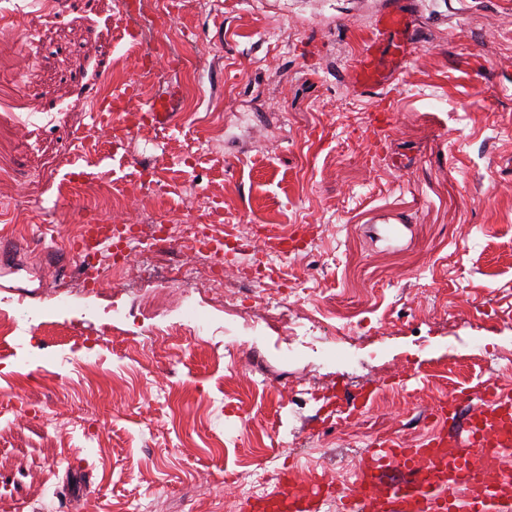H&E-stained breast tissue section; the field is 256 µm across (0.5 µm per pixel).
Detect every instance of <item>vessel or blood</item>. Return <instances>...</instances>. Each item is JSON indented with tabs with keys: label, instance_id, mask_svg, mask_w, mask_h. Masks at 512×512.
Masks as SVG:
<instances>
[{
	"label": "vessel or blood",
	"instance_id": "vessel-or-blood-1",
	"mask_svg": "<svg viewBox=\"0 0 512 512\" xmlns=\"http://www.w3.org/2000/svg\"><path fill=\"white\" fill-rule=\"evenodd\" d=\"M406 28L402 13L381 15L363 51L352 62L349 80L367 89L383 84L388 73L398 71L412 46L401 41ZM140 100L129 84L115 86L104 111ZM142 112L158 124L173 123L175 98L141 100ZM130 225L117 224L89 235L64 253L68 265L76 267L85 280L95 278L86 264V253L111 250L113 243L132 239ZM374 385L366 384L354 393H342L349 412L362 414L373 397ZM438 429L422 441L408 443L384 438L361 453L353 486L326 484L325 474L312 472L310 487H294L291 471L281 472L274 488L246 501L247 512H512V471L504 472L499 483L485 482L480 459L486 453L512 454V389L497 381L484 382L479 390L461 389L441 397L433 406Z\"/></svg>",
	"mask_w": 512,
	"mask_h": 512
}]
</instances>
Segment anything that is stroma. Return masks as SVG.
Listing matches in <instances>:
<instances>
[{"mask_svg":"<svg viewBox=\"0 0 512 512\" xmlns=\"http://www.w3.org/2000/svg\"><path fill=\"white\" fill-rule=\"evenodd\" d=\"M148 11L117 27L115 0H53L27 50L2 31L0 0V234L22 228L0 256V315L18 338L0 347V391L50 405L64 425L0 413V512H43L50 493L67 512H242L225 481L258 478L272 490L292 460L336 475L379 437L429 431L424 411L450 389L512 381V0H146ZM401 7L416 50L385 88L384 104L357 92L348 69L375 19ZM285 40H267L270 28ZM193 39L195 85L159 70L149 98L178 93L171 129L116 151L93 133L92 109L114 84L115 59L156 38ZM249 115L239 137L214 133ZM197 141L194 168L180 156ZM163 157L160 176L191 183L178 197L145 196L125 214L180 217L201 194L223 202L224 230L240 225L318 227L317 251L281 264L274 281L304 277L301 310L331 301L369 305L368 342L332 356L300 348L284 355L286 332L263 321L231 325L203 289L189 300L211 324L171 360L173 338L150 356L138 347L176 315L163 289L141 279L99 293L62 296L74 279L58 268L63 238L86 213L112 221L111 204L56 187L73 167L136 192L138 167ZM427 270L424 295L414 269ZM243 343L231 369L224 339ZM504 360H479L480 349ZM417 378L381 389L353 424L320 426L318 403L298 387L355 390L393 372ZM93 412L102 438L84 430Z\"/></svg>","mask_w":512,"mask_h":512,"instance_id":"35a3bbf8","label":"stroma"}]
</instances>
